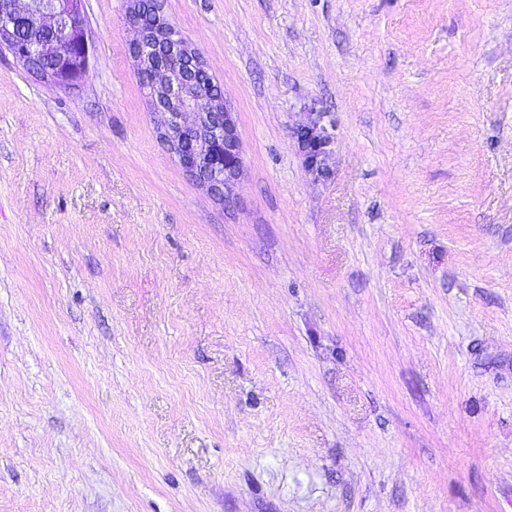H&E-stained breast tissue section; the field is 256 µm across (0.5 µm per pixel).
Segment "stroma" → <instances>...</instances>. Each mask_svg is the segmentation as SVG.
<instances>
[{"label":"stroma","mask_w":512,"mask_h":512,"mask_svg":"<svg viewBox=\"0 0 512 512\" xmlns=\"http://www.w3.org/2000/svg\"><path fill=\"white\" fill-rule=\"evenodd\" d=\"M128 8L73 90L0 50V512H512V0H165L227 202ZM139 3L140 0H130L128 9L129 24L138 31L130 50L137 62L138 77L154 71L163 74L150 80L148 95L152 112L160 118L161 138L185 172L199 180L213 196L227 200L241 176L235 113L227 108L223 95L212 94L213 81L206 62L175 32L164 6L156 7L154 18L146 26ZM198 71L204 73L207 80L197 79ZM178 100L187 101L182 107H176ZM187 115H192L193 120L187 121ZM212 138L224 142V153L219 156L215 152L206 153L207 144L203 142ZM185 142L189 147L183 152ZM207 163L214 167L212 172ZM218 164L224 166V170H217ZM300 136L313 141L315 145V149L306 156L309 171L317 176L326 177L329 174L325 163L328 155L327 147L330 142L329 136L325 134L323 129L318 131L317 122L303 126L300 129Z\"/></svg>","instance_id":"35a3bbf8"}]
</instances>
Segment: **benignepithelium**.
<instances>
[{
	"label": "benign epithelium",
	"instance_id": "benign-epithelium-1",
	"mask_svg": "<svg viewBox=\"0 0 512 512\" xmlns=\"http://www.w3.org/2000/svg\"><path fill=\"white\" fill-rule=\"evenodd\" d=\"M140 0H130L128 21L138 31L131 44L138 76L150 80L151 111L159 116L161 138L180 166L221 200L241 176L240 142L235 115L224 97L212 94V78L198 51L175 32L164 8L145 25ZM85 0H0V47H7L32 73L54 84L74 87L89 72ZM315 149L306 156L309 171L323 177L330 139L317 123L300 129ZM224 142V152L206 153V141Z\"/></svg>",
	"mask_w": 512,
	"mask_h": 512
}]
</instances>
